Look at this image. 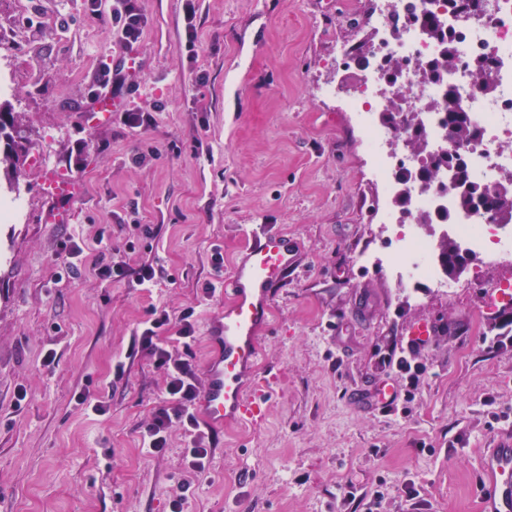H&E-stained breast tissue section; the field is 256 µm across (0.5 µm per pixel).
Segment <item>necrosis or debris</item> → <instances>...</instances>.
I'll return each mask as SVG.
<instances>
[{"instance_id":"obj_1","label":"necrosis or debris","mask_w":512,"mask_h":512,"mask_svg":"<svg viewBox=\"0 0 512 512\" xmlns=\"http://www.w3.org/2000/svg\"><path fill=\"white\" fill-rule=\"evenodd\" d=\"M373 8L369 21L376 33L371 67L352 83L345 107L362 128L369 145V172L377 177L387 196L409 192L408 213L385 209L380 223L392 226V241L398 253L380 249L373 261L385 265L395 283L404 289L420 285L452 287L438 253L439 241L451 237L465 252L479 253L486 267L494 268L512 257V229L487 222L472 212L458 210L456 192L448 188L454 176L451 167L442 168L438 180L422 187L423 159L393 147L394 132L376 123L375 115L390 100H400L417 113L420 131L432 152L455 151L472 184H492L512 176V0H490L483 19L474 21L455 11L451 0H384ZM437 15L451 34L453 59L442 79L431 80L428 68L441 54L440 43L427 40L415 18L424 13ZM404 66L393 82H385L384 72L391 58ZM495 64V90L486 94L470 81L474 65L484 60ZM464 100L480 135L466 146L452 148L444 136V113L439 104L446 93ZM428 211L439 218L433 235L412 229L415 213Z\"/></svg>"}]
</instances>
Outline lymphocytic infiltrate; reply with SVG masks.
Wrapping results in <instances>:
<instances>
[{
	"mask_svg": "<svg viewBox=\"0 0 512 512\" xmlns=\"http://www.w3.org/2000/svg\"><path fill=\"white\" fill-rule=\"evenodd\" d=\"M92 15L109 13L112 29L125 46L137 44L144 31L145 18L136 0H87ZM195 307L184 308L178 318H171L166 309L151 307L148 318L136 331L129 356L147 353L156 367L165 371V403L152 415L142 429L143 444L151 453H164L168 446L169 432L180 427L184 432V474L179 491L170 502V512H185L187 493L194 477L205 471L209 448L206 436L193 413V406L200 396L196 366L192 361V348L196 342ZM176 328L175 339H167L169 328Z\"/></svg>",
	"mask_w": 512,
	"mask_h": 512,
	"instance_id": "f902f5d3",
	"label": "lymphocytic infiltrate"
}]
</instances>
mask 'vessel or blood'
Wrapping results in <instances>:
<instances>
[{"instance_id": "b4317fda", "label": "vessel or blood", "mask_w": 512, "mask_h": 512, "mask_svg": "<svg viewBox=\"0 0 512 512\" xmlns=\"http://www.w3.org/2000/svg\"><path fill=\"white\" fill-rule=\"evenodd\" d=\"M250 245L224 280V311L209 322L211 356L205 365V389L195 406L210 427L261 424L271 392L258 372L259 335L269 328L272 301L299 260L294 237L268 232L257 224ZM481 469L487 476L480 499L483 512H512V438L485 449Z\"/></svg>"}]
</instances>
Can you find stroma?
Returning a JSON list of instances; mask_svg holds the SVG:
<instances>
[{"label": "stroma", "mask_w": 512, "mask_h": 512, "mask_svg": "<svg viewBox=\"0 0 512 512\" xmlns=\"http://www.w3.org/2000/svg\"><path fill=\"white\" fill-rule=\"evenodd\" d=\"M137 3L147 24L129 50L86 0H0V78L28 149L18 220L0 223V512H169L184 437L172 428L161 457L142 449L165 377L125 354L149 307L193 304L204 370L225 301L203 294L217 279L210 254L232 267L250 224L301 243L259 340L278 385L263 424L212 431L187 512H365L377 492L374 512H481V453L512 432V344L499 342L512 310L489 314L486 300L512 263L474 255L452 293L409 295L364 262L386 239L381 188L363 131L323 89L337 44L370 35L372 0H195L193 62L183 0ZM118 58L140 64L141 89L120 90L111 122L87 120L100 69ZM132 108L154 125L126 126ZM50 174L77 193L50 196ZM52 210L71 223H48ZM102 230L113 260L156 262L152 286L101 284L92 252L55 281L61 242ZM422 318L441 332L410 348ZM400 356L421 366L416 380L393 366ZM85 387L109 397L108 415L76 408ZM384 387L397 392L387 407Z\"/></svg>", "instance_id": "1"}]
</instances>
